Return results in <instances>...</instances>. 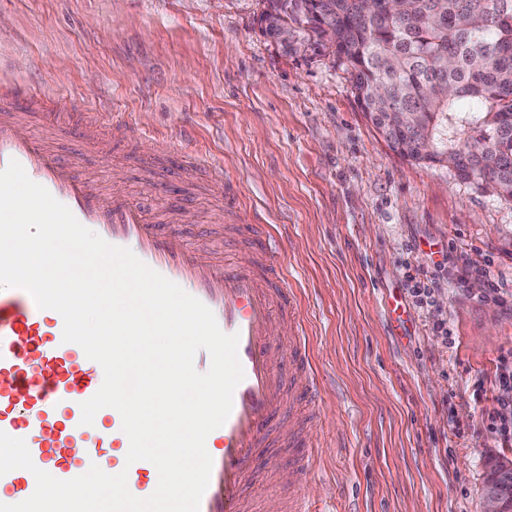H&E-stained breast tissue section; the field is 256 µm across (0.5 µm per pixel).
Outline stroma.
<instances>
[{
    "mask_svg": "<svg viewBox=\"0 0 512 512\" xmlns=\"http://www.w3.org/2000/svg\"><path fill=\"white\" fill-rule=\"evenodd\" d=\"M263 0H0V78L119 129L107 146L75 134L53 146L104 192L121 186L148 217L221 260L243 256L234 224H269L300 300L324 377L307 426L322 443L307 476L321 512H480L486 461L512 458L488 427L512 349V306L457 288L460 255L488 263L512 296V200L445 165L403 158L368 121L349 74L327 49H289L261 30ZM177 137L172 158H142ZM222 162L240 207L221 206L190 163ZM447 263L436 269L438 251ZM437 280L452 331L409 309L400 332L384 312L407 302L406 273ZM260 455L245 493L256 512L286 494Z\"/></svg>",
    "mask_w": 512,
    "mask_h": 512,
    "instance_id": "35a3bbf8",
    "label": "stroma"
}]
</instances>
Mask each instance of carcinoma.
<instances>
[{
  "label": "carcinoma",
  "mask_w": 512,
  "mask_h": 512,
  "mask_svg": "<svg viewBox=\"0 0 512 512\" xmlns=\"http://www.w3.org/2000/svg\"><path fill=\"white\" fill-rule=\"evenodd\" d=\"M500 2L412 0L374 18L365 0H265L261 20L274 40L291 24L333 27L336 63L394 151L434 164L480 140L487 164L461 178L512 199V7Z\"/></svg>",
  "instance_id": "cac0c4a2"
}]
</instances>
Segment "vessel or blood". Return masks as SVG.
Segmentation results:
<instances>
[{"mask_svg": "<svg viewBox=\"0 0 512 512\" xmlns=\"http://www.w3.org/2000/svg\"><path fill=\"white\" fill-rule=\"evenodd\" d=\"M42 104V92L17 82L0 93V169L18 161L83 226L130 249L206 305L224 333L238 335L244 378L226 422L206 439L213 463L199 512H248L244 486L262 448L288 438L292 465L302 476L315 467L320 448L285 422L286 395L303 403L297 413L301 419L317 414L322 397L311 367L309 331L299 318L298 298L288 286L272 235L250 234L252 253L240 260L201 259L182 236L150 223L128 196L103 193L92 177L76 174L73 162L23 133L21 113ZM205 170L228 207H235L223 165L211 162ZM283 317L296 322L285 352L274 340ZM63 328L61 314L39 308L24 289L0 288V431L25 440L34 470L70 480L95 465L111 475L126 473L130 493L149 497L157 488L158 470L147 460L127 462L130 442L120 413L105 407L92 424H82L81 405L99 390L104 371L79 345L64 342ZM34 470L0 476V503L29 498L36 488Z\"/></svg>", "mask_w": 512, "mask_h": 512, "instance_id": "vessel-or-blood-1", "label": "vessel or blood"}]
</instances>
